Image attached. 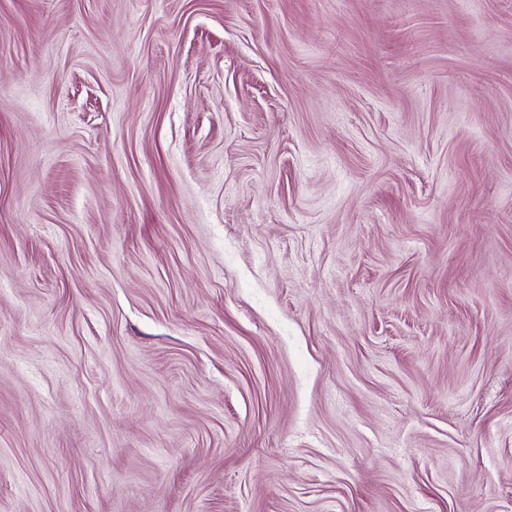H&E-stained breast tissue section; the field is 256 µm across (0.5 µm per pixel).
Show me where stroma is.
Instances as JSON below:
<instances>
[{
    "label": "stroma",
    "mask_w": 512,
    "mask_h": 512,
    "mask_svg": "<svg viewBox=\"0 0 512 512\" xmlns=\"http://www.w3.org/2000/svg\"><path fill=\"white\" fill-rule=\"evenodd\" d=\"M0 512H512V0H0Z\"/></svg>",
    "instance_id": "stroma-1"
}]
</instances>
